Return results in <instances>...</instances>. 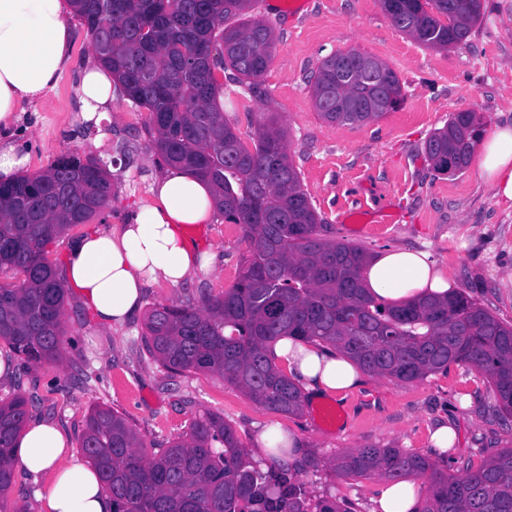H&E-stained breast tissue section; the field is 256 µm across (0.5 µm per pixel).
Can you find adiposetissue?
Here are the masks:
<instances>
[{"mask_svg": "<svg viewBox=\"0 0 512 512\" xmlns=\"http://www.w3.org/2000/svg\"><path fill=\"white\" fill-rule=\"evenodd\" d=\"M70 0H0V182H13L30 158L14 138L24 107L38 104L53 90L71 62L74 44ZM87 119L107 113L116 88L110 70L88 59L78 78ZM478 167L495 197L512 202V126L495 129L477 149ZM151 200L119 227H104L76 238L61 275L69 289L102 325L120 324L138 313L146 282L181 285L208 266L191 233L214 214L211 187L174 168L157 176ZM369 291L401 303L456 288L454 279L421 251L393 248L378 254L366 273ZM275 353L301 384L308 401L341 393L363 382L349 358L291 338ZM21 470L51 475L37 498L38 512H112L96 470L69 456L67 439L54 425L33 422L17 439ZM373 512H415V484L381 481Z\"/></svg>", "mask_w": 512, "mask_h": 512, "instance_id": "1", "label": "adipose tissue"}]
</instances>
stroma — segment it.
Wrapping results in <instances>:
<instances>
[{"instance_id":"35a3bbf8","label":"stroma","mask_w":512,"mask_h":512,"mask_svg":"<svg viewBox=\"0 0 512 512\" xmlns=\"http://www.w3.org/2000/svg\"><path fill=\"white\" fill-rule=\"evenodd\" d=\"M274 31L275 48L263 76L262 97L225 82L219 104L245 145L261 123L276 121L286 132L288 156L302 187L324 221L326 236L363 246L371 253L407 247L429 254L450 273L459 290L502 321L512 323V205L499 201L476 164L457 174L436 173L424 151L428 137L455 112H476L485 132L512 124V0H484V16L467 44L443 51L426 47L397 29L380 0H308L295 17L264 8L250 11ZM71 66L42 102L26 107L18 124L31 155V172L75 153L106 163L112 173V208L73 227L47 248V260L62 268L71 241L108 224L123 223L148 201L163 163L149 151L148 112L123 97L99 123L86 125L77 74L93 49L75 25ZM357 50L395 70L402 104L365 123L334 125L316 112L310 79L322 60ZM194 236L213 252L212 269L179 286L149 284L142 307L199 303L202 295L231 288L247 253L239 225L214 217ZM143 317L101 327L74 298H67L66 343L57 360L15 365L0 381V399L16 392L32 398L33 420L56 423L68 452L81 457L80 436L90 407L123 414L146 446L176 439L192 419L210 410L223 414L250 449L257 433L274 427L291 433L303 450L326 459L342 448L365 444L429 452V431L445 422L456 429L454 448L437 457L451 474L479 466L512 439V419H503L484 375L461 365L411 383L365 376L364 385L306 405L298 416L274 413L239 389L205 373L174 375L146 350ZM97 375L84 385L80 369ZM315 495L348 499L356 512H372L379 479L340 477L325 469L305 474Z\"/></svg>"}]
</instances>
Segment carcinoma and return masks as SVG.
Here are the masks:
<instances>
[{"label": "carcinoma", "mask_w": 512, "mask_h": 512, "mask_svg": "<svg viewBox=\"0 0 512 512\" xmlns=\"http://www.w3.org/2000/svg\"><path fill=\"white\" fill-rule=\"evenodd\" d=\"M75 15L98 62L117 76L123 97L149 111L152 149L170 167L209 183L217 213L248 243L236 284L205 294L201 305L161 304L142 324L147 351L174 374L215 375L274 413L297 415L299 385L276 363L275 343L294 337L348 356L379 378L410 383L448 365H464L492 385L499 410L512 417V323L461 291L403 306L372 296L364 283L370 257L362 246L321 234L322 220L291 163L285 132L258 129L248 149L217 104V71L261 95L272 57L271 27L246 15L253 0H112L103 18L96 0H74ZM400 31L423 45L468 42L483 18L482 0H381ZM244 17L226 28L231 14ZM312 85L316 111L328 123L373 121L395 109L402 83L387 64L350 50L327 57ZM482 133L471 111L455 112L425 143L435 172L469 164ZM112 203V174L93 157H62L0 189V340L26 363L61 357L65 288L46 248L75 223ZM18 393L0 401V512L18 465L16 440L31 415ZM141 439L109 407L92 408L80 448L96 469L112 512H353L352 503L315 498L301 474L319 470L306 452L262 469L224 415L205 412L149 457ZM350 478L399 481L430 473L419 512H512V440L477 469L460 475L427 454L394 447L345 448L328 461Z\"/></svg>", "instance_id": "cac0c4a2"}]
</instances>
